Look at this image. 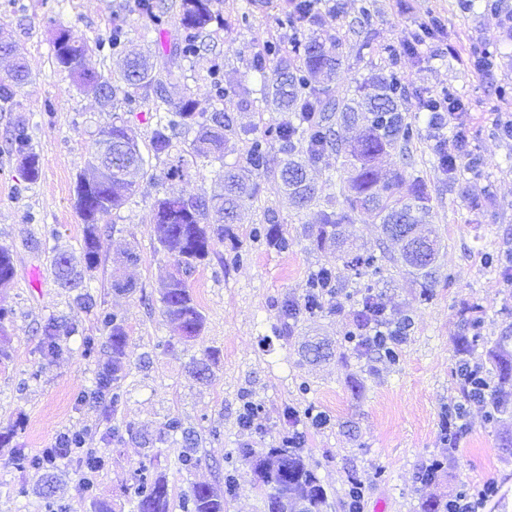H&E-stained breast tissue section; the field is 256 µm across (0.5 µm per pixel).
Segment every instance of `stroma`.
<instances>
[{"label": "stroma", "mask_w": 512, "mask_h": 512, "mask_svg": "<svg viewBox=\"0 0 512 512\" xmlns=\"http://www.w3.org/2000/svg\"><path fill=\"white\" fill-rule=\"evenodd\" d=\"M364 3L371 12L367 21L360 13ZM292 9V0H212L213 13L229 27L204 38L198 56L182 64V82L198 111L221 107L233 119L234 149L225 155L226 164L242 163L252 138L288 120L287 113L262 102L253 65L266 41L288 45L292 32L284 20ZM435 20L442 34L407 50L420 25ZM117 26L123 29L125 53L157 54L158 36L135 0H0V39L24 47L30 73L29 81L15 90V107L0 105V245L9 247L15 270L10 287L0 289V301L13 309L11 320L0 325V433L5 436L0 442V512H40L49 475L56 478L53 497L66 512H94L96 500L113 512H133L134 472L142 464L167 478L176 503L193 485L223 484L227 469H236L238 487L224 512H263L240 451L277 446L293 431L287 416L291 409L328 418L324 426L302 427L303 456L327 493V512H348L353 477L363 486L362 512H374L380 500L386 512H420L431 494L479 490L489 482L497 483L500 494L488 501L487 512H512V497L502 496L512 489V450L502 446L503 438L512 436V420L490 423L484 407L472 403L456 450H449L443 436L445 410L458 395V311L482 307L484 334L492 340L512 328V284L482 264L485 250H512V138L494 123L497 117L512 116V0H320L315 19L299 25L301 34L317 31L340 42L342 64L329 84L334 97L352 95L392 56L406 87L409 121L424 120L419 98L462 97L465 110L459 120L468 149L483 162L481 176L464 180V192L449 189L426 127L407 151H391L384 160L387 168L421 177L431 197L443 249L430 301H419L418 286L385 242L374 214L359 212L348 227L351 238L380 259L377 292L388 316L412 319L395 364L375 352L352 349L319 363L303 357L308 342L337 346L354 329L360 281L336 249L314 244L319 212L342 205L341 157L329 150L315 159L316 198L299 211L289 204L278 178L283 154L275 140L258 197L231 225L223 259L201 266L190 280L206 322L195 341L180 343L159 302L171 260L155 249L154 204L170 192L211 194L215 169L204 167L200 176L185 182L165 181L166 160L150 150L154 113H127L146 172L138 177L129 203L100 224V265L91 281L103 307L123 313L129 336L130 363L121 381L125 396L113 407L106 401H78L93 388L98 370L96 361L83 357L80 336L62 337L63 352L55 358L43 356L40 342L50 318L66 316L87 330L95 323L94 313L76 308L71 292L60 288L51 260L55 246L76 251L82 244L76 181L86 147L112 122L110 109L56 68L53 32L64 27L104 40ZM487 48L498 51L489 70L478 65ZM215 60L224 86L231 89L220 102L211 92ZM244 90L251 105L241 103ZM21 115L40 156L41 173L20 192L17 158L7 141ZM474 200L481 209L471 208ZM272 222L292 239L288 251L252 237L253 227ZM47 226L55 236L44 235ZM128 248L135 249L138 261L125 271L134 284L127 293L112 287L111 273L113 257ZM321 267L336 274V290L326 297L322 312L284 320V301L301 300L309 273ZM209 349L217 359L210 379L202 382L191 375L190 363ZM247 402L256 404L257 411L245 428L240 413ZM173 416L195 443L193 467L181 463L187 451L184 436L165 429ZM82 427L86 447L109 458L93 494L84 492L76 460L38 470L19 461V453L52 447L63 433ZM435 459L446 462L447 477L438 485L421 482L422 468Z\"/></svg>", "instance_id": "1"}]
</instances>
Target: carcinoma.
I'll return each instance as SVG.
<instances>
[{"instance_id":"carcinoma-1","label":"carcinoma","mask_w":512,"mask_h":512,"mask_svg":"<svg viewBox=\"0 0 512 512\" xmlns=\"http://www.w3.org/2000/svg\"><path fill=\"white\" fill-rule=\"evenodd\" d=\"M211 0H181L180 31L165 54L162 66H154L144 56H125L118 61L120 81L85 66L86 56L105 48L119 53L120 37L109 42H94L70 29L57 31L52 45L56 66L68 73L74 84L82 90H104L101 104L114 107L119 100L133 112L143 109L155 113V127L151 136V149L155 155L167 157L163 179L184 181L191 177V167L197 160L223 164L220 175L221 190L206 199L199 196L185 197L169 193L155 202L154 236L158 250L172 259V271L160 289L163 314L175 335L188 342L198 338L205 324V316L195 302L189 280L204 262L220 253L228 225L237 223L239 212L259 191L257 178L267 169L268 139H252L241 165L224 164V155L232 148L230 116L222 109L210 113L196 111L191 95L184 93L173 99L170 89L182 77L176 60L195 57L198 39L216 20ZM143 12L148 15L154 30H167L166 12L154 0H140ZM292 56L282 55L276 41H269L264 54L256 60L254 70L263 84L265 104L289 113L288 123L274 128L285 155L279 172L284 190L299 209L311 205L315 187L305 164L298 159L300 149L306 146L309 159L318 158L327 149L343 155L342 196L343 207L324 210L315 237L317 247L333 246L344 254V264L354 275L369 281L380 279L382 269L376 255L363 245H349L345 225L353 223L357 211H371L380 221L381 232L400 247V262L420 284L419 299L427 302L433 296L441 239L432 224L434 211L423 179H407L400 170L381 167L380 159L391 150L409 146L420 134L403 114L402 99L406 90L397 73L385 70L375 76L373 92L361 94L359 86L350 97L329 99L325 88L313 83L321 77L330 81L336 77L341 65L339 42L334 38H292ZM10 49L13 67L0 77V100L9 102L15 95L14 88L25 84L29 73L23 63V48L15 43L5 44ZM462 108L458 97L429 96L420 101L426 112H446L448 108ZM344 123L364 121L362 134L344 146L333 138L332 121ZM25 120H17V132L11 140V150L20 159L22 179L34 182L40 174V157L30 146L24 134ZM194 134L186 150L173 152V139L177 135ZM467 145L461 134L452 143L440 142L437 157L440 167L448 172L454 184L463 178L471 166L459 167L457 160L465 155ZM86 165L98 171V180L89 182L87 175L79 174L77 181L76 209L83 221V244L79 254L60 249L52 261L55 278L60 285L75 292L74 305L86 312L97 310L94 331L83 334L81 346L85 357L94 359L105 351L106 361L99 364L95 388L86 398L99 402L109 400L117 406L123 398L118 382L125 373L128 358V333L121 313L98 308L88 281L99 264L98 224L121 208L136 193V183L131 174L144 168L145 160L139 144L127 121L119 113L112 114V124L99 133L86 151ZM253 236L264 238L272 246L286 252L292 240L278 224L259 225ZM137 259L129 250L114 260L112 286L129 290L131 286L117 275L121 266ZM487 270L512 282V252L486 250L482 254ZM14 278V267L8 248L0 246V288H7ZM336 287V274L320 268L305 281L303 303L290 300L282 309V317L295 319L304 311L315 315L323 310V297ZM367 285L361 294L358 317L366 324L373 323L381 338L373 335H348L347 342L354 349L370 347L387 362L395 364L400 358L402 336L409 323L395 321L386 314L379 296L371 293ZM484 316L473 310L460 313L459 334L456 336V353L460 364L472 366L460 374L458 398L448 405V414L455 415L477 397L487 405L488 420L494 422L500 415L512 414V399L506 388H512V335L499 337L490 347L478 351L484 341L482 329ZM79 334L77 323L67 319H52L44 326L41 347L47 357L62 353L60 336ZM85 431L73 429L63 434L57 448H70L84 464L85 478L82 486L90 490L97 473L109 464L108 457L84 447ZM304 435L294 433L282 438L279 446L257 452L244 451V460L250 466L253 478L262 492L265 512H326L327 495L315 474L302 457ZM236 487L235 472L224 476V489L210 485H194L181 502L182 512H224V500ZM136 512H170V492L166 480L147 475L142 466L137 477Z\"/></svg>"}]
</instances>
